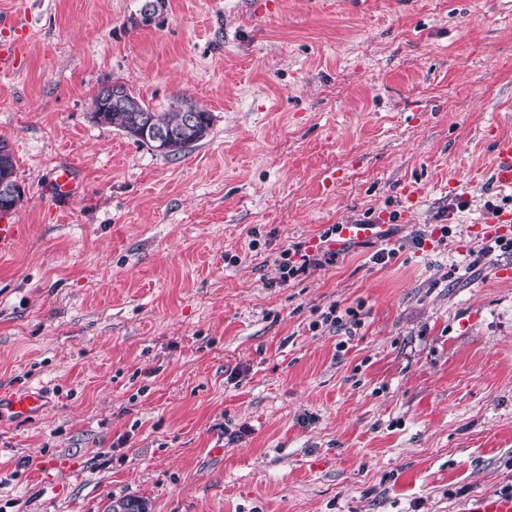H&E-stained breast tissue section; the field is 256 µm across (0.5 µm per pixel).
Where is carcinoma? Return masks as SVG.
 I'll list each match as a JSON object with an SVG mask.
<instances>
[{
  "label": "carcinoma",
  "instance_id": "cac0c4a2",
  "mask_svg": "<svg viewBox=\"0 0 512 512\" xmlns=\"http://www.w3.org/2000/svg\"><path fill=\"white\" fill-rule=\"evenodd\" d=\"M142 112H117L112 110V103L100 96L93 99V115L97 123L111 126L136 143L145 145L153 151H159V145L154 140L153 130L158 129L173 137L167 149L166 156H175L188 147L204 140L210 133L212 114L201 109L196 116L197 130L186 136L182 133L184 113L178 111L180 101L170 103L166 110L158 112L144 101H139ZM16 178L15 161L9 144L0 140V176Z\"/></svg>",
  "mask_w": 512,
  "mask_h": 512
}]
</instances>
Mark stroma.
Here are the masks:
<instances>
[{
	"mask_svg": "<svg viewBox=\"0 0 512 512\" xmlns=\"http://www.w3.org/2000/svg\"><path fill=\"white\" fill-rule=\"evenodd\" d=\"M139 5L0 0L28 35L0 73L25 227L0 255V392L47 401L0 421V512L511 497L512 252L469 262L489 205L512 211L490 177L512 0H167L136 27ZM111 81L205 108L209 135L173 157L97 123ZM69 166L78 193L52 198ZM348 222L385 230L281 281L284 250Z\"/></svg>",
	"mask_w": 512,
	"mask_h": 512,
	"instance_id": "1",
	"label": "stroma"
}]
</instances>
